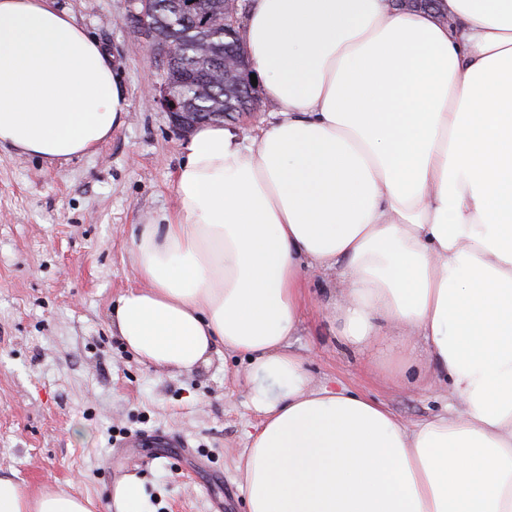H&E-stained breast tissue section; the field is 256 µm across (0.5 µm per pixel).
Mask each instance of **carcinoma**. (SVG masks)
Wrapping results in <instances>:
<instances>
[{
	"mask_svg": "<svg viewBox=\"0 0 512 512\" xmlns=\"http://www.w3.org/2000/svg\"><path fill=\"white\" fill-rule=\"evenodd\" d=\"M228 0H212V19L187 17L181 0H155V31L175 45L181 64L171 67L169 82L190 112H204L210 121H231L254 101L239 88L236 78L225 77L224 59L245 57L238 29L223 21Z\"/></svg>",
	"mask_w": 512,
	"mask_h": 512,
	"instance_id": "obj_1",
	"label": "carcinoma"
}]
</instances>
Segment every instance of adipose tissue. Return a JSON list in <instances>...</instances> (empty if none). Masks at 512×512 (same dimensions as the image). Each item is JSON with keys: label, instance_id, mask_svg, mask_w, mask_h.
<instances>
[{"label": "adipose tissue", "instance_id": "ef3b65f1", "mask_svg": "<svg viewBox=\"0 0 512 512\" xmlns=\"http://www.w3.org/2000/svg\"><path fill=\"white\" fill-rule=\"evenodd\" d=\"M243 41L274 112L184 141L175 208L133 237L118 336L161 370L246 362L247 512H512V0H251ZM130 110L69 15L0 0V148L63 164ZM308 268L340 283L339 340L390 343L441 412L410 427L313 385L290 348ZM0 512L92 503L0 477Z\"/></svg>", "mask_w": 512, "mask_h": 512}]
</instances>
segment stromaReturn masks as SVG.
<instances>
[{"label": "stroma", "mask_w": 512, "mask_h": 512, "mask_svg": "<svg viewBox=\"0 0 512 512\" xmlns=\"http://www.w3.org/2000/svg\"><path fill=\"white\" fill-rule=\"evenodd\" d=\"M54 5L106 49L131 112L95 153L61 166L0 149V477L99 506L133 478L154 512H246L238 464L259 418L234 383L235 358L158 370L112 331V306L136 283L134 228L176 204L184 137L144 91L163 55L122 25L128 0ZM307 279L292 348L313 383L368 394L410 425L437 412L435 387L390 383L385 351L338 342L324 309L334 279Z\"/></svg>", "instance_id": "1"}]
</instances>
